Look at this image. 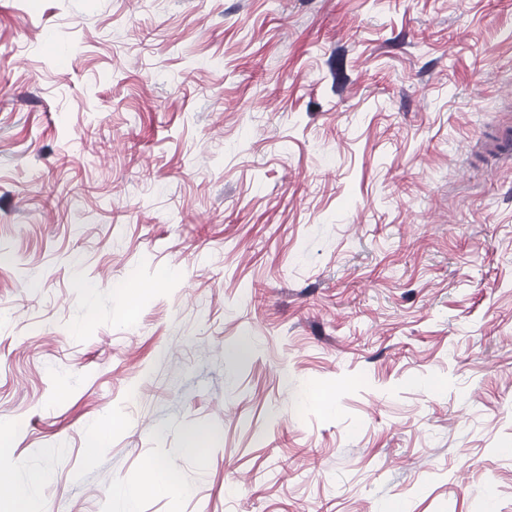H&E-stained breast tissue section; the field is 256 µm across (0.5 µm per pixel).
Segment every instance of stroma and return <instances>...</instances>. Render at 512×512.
Returning <instances> with one entry per match:
<instances>
[{"mask_svg": "<svg viewBox=\"0 0 512 512\" xmlns=\"http://www.w3.org/2000/svg\"><path fill=\"white\" fill-rule=\"evenodd\" d=\"M505 128L512 0H0V468L512 512Z\"/></svg>", "mask_w": 512, "mask_h": 512, "instance_id": "stroma-1", "label": "stroma"}]
</instances>
